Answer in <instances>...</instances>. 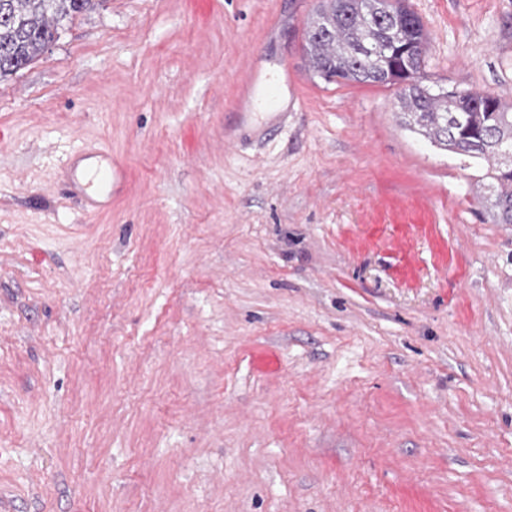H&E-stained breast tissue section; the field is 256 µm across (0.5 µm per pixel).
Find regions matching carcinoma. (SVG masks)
<instances>
[{"label":"carcinoma","instance_id":"carcinoma-1","mask_svg":"<svg viewBox=\"0 0 512 512\" xmlns=\"http://www.w3.org/2000/svg\"><path fill=\"white\" fill-rule=\"evenodd\" d=\"M102 0H0V80L16 74L48 47L57 25L94 9ZM405 0H319L305 32L304 52L313 75L327 84L365 82L381 56L397 70L386 86L397 90L407 129L432 144L480 164L499 223L512 224V111L479 91L434 93L423 84L429 36L423 24L402 25Z\"/></svg>","mask_w":512,"mask_h":512}]
</instances>
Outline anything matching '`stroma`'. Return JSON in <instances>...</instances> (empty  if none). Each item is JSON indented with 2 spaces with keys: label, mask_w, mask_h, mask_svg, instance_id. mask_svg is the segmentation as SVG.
<instances>
[{
  "label": "stroma",
  "mask_w": 512,
  "mask_h": 512,
  "mask_svg": "<svg viewBox=\"0 0 512 512\" xmlns=\"http://www.w3.org/2000/svg\"><path fill=\"white\" fill-rule=\"evenodd\" d=\"M317 4L103 0L0 81V512H512V224L313 77ZM406 4L432 91L512 105V0ZM126 178V169L115 161H107L104 167L97 168L90 177V183H102L109 187V196H112V189L118 188Z\"/></svg>",
  "instance_id": "1"
}]
</instances>
